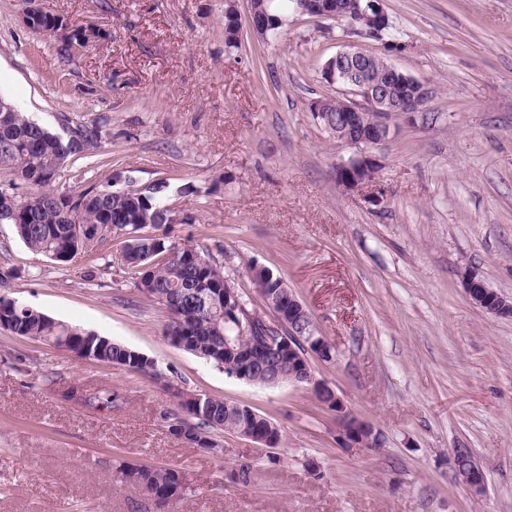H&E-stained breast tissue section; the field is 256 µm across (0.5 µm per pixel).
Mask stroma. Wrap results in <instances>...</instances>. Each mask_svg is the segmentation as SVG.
Listing matches in <instances>:
<instances>
[{
  "mask_svg": "<svg viewBox=\"0 0 512 512\" xmlns=\"http://www.w3.org/2000/svg\"><path fill=\"white\" fill-rule=\"evenodd\" d=\"M98 29L70 60L53 34L0 0V97L41 126L102 127L99 165L71 157L56 186L80 190L119 171L190 216L178 245L206 249L270 318L246 275L273 269L309 309L332 361L317 379L382 432L346 447L312 391L231 376L172 345L167 311L135 288L124 237L60 263L0 224V294L152 359L162 379L80 360L0 329V512H154L115 482L120 462L179 469L183 512H512V319L469 300V268L512 297V0H383L389 34L342 38L338 22L289 16L276 38L224 43V0H39ZM385 57L432 90L425 117H392L373 147L377 201L336 186L357 154L309 109L341 96L322 81L345 43ZM107 273H98L102 261ZM109 385L123 408L63 400L73 383ZM178 386L253 408L280 428L273 449L221 434L215 455L169 433ZM470 449L487 481L455 476ZM250 483L232 482L239 464Z\"/></svg>",
  "mask_w": 512,
  "mask_h": 512,
  "instance_id": "stroma-1",
  "label": "stroma"
}]
</instances>
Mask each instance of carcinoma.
<instances>
[{"label": "carcinoma", "instance_id": "cac0c4a2", "mask_svg": "<svg viewBox=\"0 0 512 512\" xmlns=\"http://www.w3.org/2000/svg\"><path fill=\"white\" fill-rule=\"evenodd\" d=\"M257 19L281 27L282 18L300 14L301 0H253ZM242 39V25L224 18V43L236 48ZM100 136V127L78 122L69 128L67 136L52 133L30 121L20 112H0V171L11 176L10 185L21 182L30 192L21 197L0 190V220L15 227L19 238L32 250L58 262H66L79 252L101 248L112 232L126 236L125 264L134 286L149 300L163 306L169 313L165 331L176 329L180 317H191L190 335L186 337L188 351L232 373L241 360L224 352V337L240 343L274 341L280 334L282 321L255 316L247 307L245 292L236 288L242 307L239 311L244 334L237 337L235 329L224 324V305L202 303L205 289L235 288L224 276V268L208 252L201 265L186 260L188 247L169 241V207L162 199L168 188L159 182L147 190L125 191L112 185L101 188L91 185L78 192H58L54 184L67 161L81 154L95 167V155L89 153ZM0 315L7 318L11 333L34 337L55 347L66 345L71 351L84 346L101 345L97 359L120 363L126 369L145 372V364L134 361L125 346L107 341L101 336L78 328L67 327L46 314L23 307L1 295ZM66 397L99 412L120 409L124 396L110 386L74 385ZM183 439L216 455L224 453L214 435L236 434L243 428H268L266 416L230 406L221 398L211 397L203 413L187 411L181 418ZM118 482L127 485L152 501L160 509H169L187 495L183 491L169 501L162 491L178 485V470L173 467L142 466L121 463L116 468Z\"/></svg>", "mask_w": 512, "mask_h": 512}]
</instances>
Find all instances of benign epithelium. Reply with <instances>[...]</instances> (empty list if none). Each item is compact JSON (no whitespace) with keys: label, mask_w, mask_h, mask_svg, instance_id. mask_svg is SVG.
<instances>
[{"label":"benign epithelium","mask_w":512,"mask_h":512,"mask_svg":"<svg viewBox=\"0 0 512 512\" xmlns=\"http://www.w3.org/2000/svg\"><path fill=\"white\" fill-rule=\"evenodd\" d=\"M367 2L372 7V13L366 15V20L372 24L370 35L376 37L389 27V17L382 7L383 0ZM348 9V0L306 2V11L318 19L337 18ZM53 33L63 45H72L77 38L88 45L99 38V32L92 28L82 25L75 27L67 23L53 28ZM364 55L366 52L351 46L337 52L321 70L322 79L326 83L346 87L345 95L338 99L336 129L330 130V133L341 142L361 148L358 154L336 164V185L344 192H358L376 181L381 163L368 149L390 138L392 116L401 115L413 122L420 113L426 111L431 98V91L424 82L389 61L385 64L387 77L384 80L367 71L358 72L356 66L360 65V57ZM460 279L469 300L476 307L497 317L512 316V301L489 288L470 270H462ZM219 297L224 301V320L230 323L238 318L241 307L238 296L228 290L222 296L214 292L205 295L210 300ZM280 299L281 306L285 307L288 314V333L281 336L277 344L253 351L228 340L224 350L234 356L242 355L244 364L253 365L249 373L253 382L259 381L258 371L262 370L277 385L291 383L306 386L314 392L330 389L329 385L314 377L311 369L313 357L322 361L333 359L327 341L316 334L312 318L296 294L285 288ZM334 401L336 412L341 414L340 436L345 444L353 447H378L383 444V435L375 427L345 412L339 397H334ZM241 436L261 447L271 448L276 445L275 437L263 428L243 432ZM453 462L458 479L472 494L483 495L486 492L485 475L474 458L455 454Z\"/></svg>","instance_id":"7a95c632"}]
</instances>
